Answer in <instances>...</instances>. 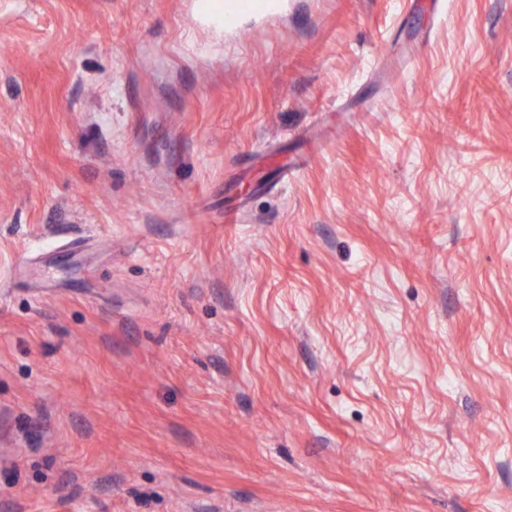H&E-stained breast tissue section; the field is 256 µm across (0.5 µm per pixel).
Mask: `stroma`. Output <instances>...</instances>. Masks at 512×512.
I'll list each match as a JSON object with an SVG mask.
<instances>
[{
  "label": "stroma",
  "instance_id": "35a3bbf8",
  "mask_svg": "<svg viewBox=\"0 0 512 512\" xmlns=\"http://www.w3.org/2000/svg\"><path fill=\"white\" fill-rule=\"evenodd\" d=\"M198 2L0 0V512H512V0ZM252 1L249 0H225L224 5L216 6L205 4L207 20L215 25L224 28V34L237 33L240 30V22L248 17L260 16L262 18H276L285 13L284 0H263L261 11L253 13Z\"/></svg>",
  "mask_w": 512,
  "mask_h": 512
}]
</instances>
